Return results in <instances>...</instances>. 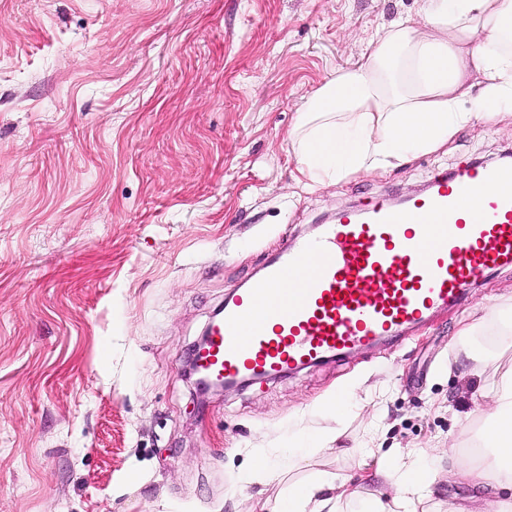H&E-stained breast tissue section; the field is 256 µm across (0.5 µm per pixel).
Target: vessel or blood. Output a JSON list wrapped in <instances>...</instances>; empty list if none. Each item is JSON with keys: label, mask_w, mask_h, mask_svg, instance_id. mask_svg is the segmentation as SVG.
I'll return each mask as SVG.
<instances>
[{"label": "vessel or blood", "mask_w": 512, "mask_h": 512, "mask_svg": "<svg viewBox=\"0 0 512 512\" xmlns=\"http://www.w3.org/2000/svg\"><path fill=\"white\" fill-rule=\"evenodd\" d=\"M492 186L488 195L479 190ZM512 266V167L436 176L401 203L377 198L296 238L229 298L196 363L236 381L306 367L399 337Z\"/></svg>", "instance_id": "1"}]
</instances>
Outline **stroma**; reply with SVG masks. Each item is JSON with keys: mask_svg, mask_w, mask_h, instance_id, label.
<instances>
[{"mask_svg": "<svg viewBox=\"0 0 512 512\" xmlns=\"http://www.w3.org/2000/svg\"><path fill=\"white\" fill-rule=\"evenodd\" d=\"M423 0H0V512H256L285 484L235 489L255 448L334 435L293 479L363 475L371 427L394 454L467 448L475 402L512 369L492 307L512 267L401 343L360 347L201 398L184 360L226 297L287 238L433 172L512 155V123L312 190L291 150L303 97ZM467 316L486 318L468 343ZM479 352L467 359L465 346ZM344 418L317 403L350 378ZM471 477L445 512H482Z\"/></svg>", "mask_w": 512, "mask_h": 512, "instance_id": "35a3bbf8", "label": "stroma"}]
</instances>
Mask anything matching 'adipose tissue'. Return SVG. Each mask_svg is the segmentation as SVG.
<instances>
[{
  "label": "adipose tissue",
  "mask_w": 512,
  "mask_h": 512,
  "mask_svg": "<svg viewBox=\"0 0 512 512\" xmlns=\"http://www.w3.org/2000/svg\"><path fill=\"white\" fill-rule=\"evenodd\" d=\"M512 105V0H425L420 21L382 28L370 52L321 84L297 111L292 146L306 187L350 174L398 166L440 150L461 127L486 123ZM493 406L483 414L478 456L452 451L447 465L427 449L408 461L363 444L360 468L392 475L390 499L364 494L349 477L321 474L289 482L267 512H422L432 502L441 471L465 470L490 483L493 512H512V370L492 384ZM304 432L278 456L256 452L255 481L279 479L292 462L320 447Z\"/></svg>",
  "instance_id": "ef3b65f1"
}]
</instances>
